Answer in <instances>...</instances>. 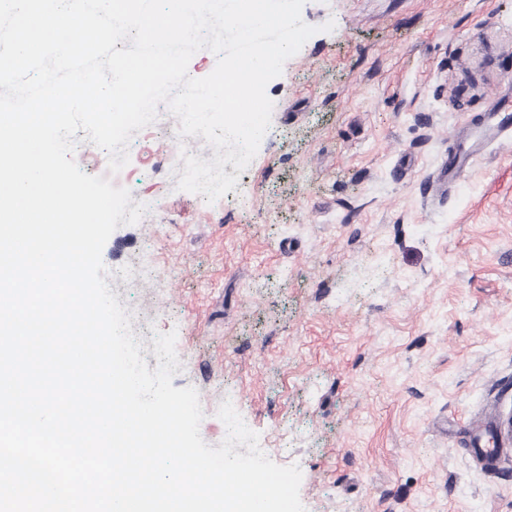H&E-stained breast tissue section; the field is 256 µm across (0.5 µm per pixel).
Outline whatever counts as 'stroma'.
Wrapping results in <instances>:
<instances>
[{"label": "stroma", "mask_w": 512, "mask_h": 512, "mask_svg": "<svg viewBox=\"0 0 512 512\" xmlns=\"http://www.w3.org/2000/svg\"><path fill=\"white\" fill-rule=\"evenodd\" d=\"M317 29L266 93L271 124L235 188L203 208L148 130L118 173L161 217L116 229L107 269L145 360L188 355L203 441L240 401L262 451L298 465L305 512H512L467 426L512 414V141L433 180L463 130L512 96V0H306ZM332 31H324L326 23Z\"/></svg>", "instance_id": "1"}]
</instances>
